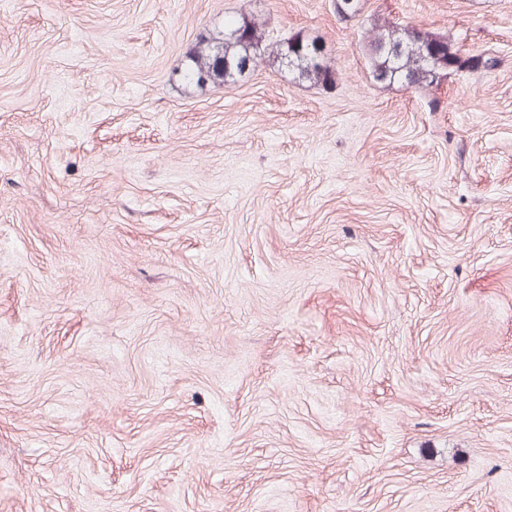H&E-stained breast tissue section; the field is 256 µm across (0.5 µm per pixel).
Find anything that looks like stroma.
Listing matches in <instances>:
<instances>
[{
	"label": "stroma",
	"mask_w": 512,
	"mask_h": 512,
	"mask_svg": "<svg viewBox=\"0 0 512 512\" xmlns=\"http://www.w3.org/2000/svg\"><path fill=\"white\" fill-rule=\"evenodd\" d=\"M0 512H512V0H0ZM255 21L227 19L222 35L201 36L187 56L184 78L197 86L224 85L249 73L269 49ZM230 31L237 32L232 36ZM363 50L370 75L375 81L400 82L424 89L438 82L441 71L463 68L475 61L491 68L495 61L468 59L461 63L457 51L445 38L414 26H402L377 16L371 23ZM322 48L316 42L301 37H292L284 41L276 50V55L288 57L296 67L299 77L315 85L329 87L335 83L336 69L322 55Z\"/></svg>",
	"instance_id": "1"
}]
</instances>
